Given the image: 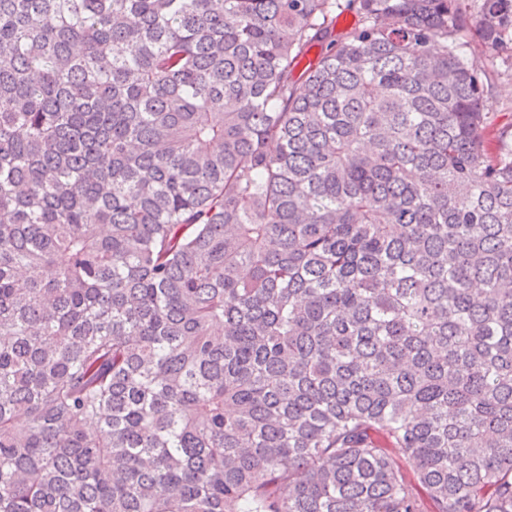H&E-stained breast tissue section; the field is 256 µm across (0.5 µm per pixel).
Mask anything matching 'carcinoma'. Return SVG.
<instances>
[{
    "label": "carcinoma",
    "mask_w": 512,
    "mask_h": 512,
    "mask_svg": "<svg viewBox=\"0 0 512 512\" xmlns=\"http://www.w3.org/2000/svg\"><path fill=\"white\" fill-rule=\"evenodd\" d=\"M467 2L0 0V512H512Z\"/></svg>",
    "instance_id": "1"
}]
</instances>
